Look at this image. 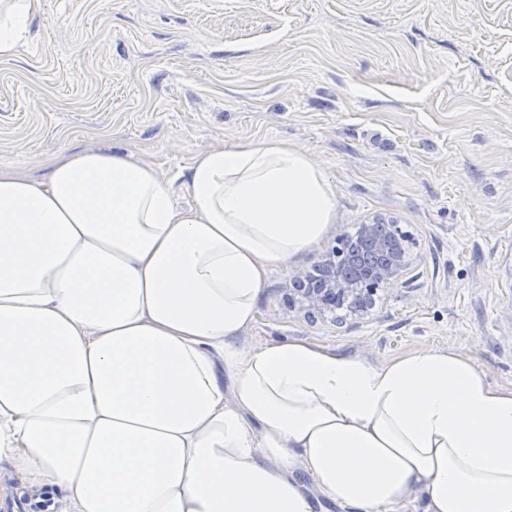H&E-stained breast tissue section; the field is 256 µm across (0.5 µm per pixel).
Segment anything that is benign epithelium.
Masks as SVG:
<instances>
[{
	"label": "benign epithelium",
	"mask_w": 512,
	"mask_h": 512,
	"mask_svg": "<svg viewBox=\"0 0 512 512\" xmlns=\"http://www.w3.org/2000/svg\"><path fill=\"white\" fill-rule=\"evenodd\" d=\"M360 233L370 245L369 256L358 255L348 237L342 236L328 255L329 268L323 280L314 282L307 272L293 276L294 283L302 284V297L318 311H332L349 298L357 299L365 309L373 303L378 288L405 284L408 249L399 225L379 219L361 225Z\"/></svg>",
	"instance_id": "1"
}]
</instances>
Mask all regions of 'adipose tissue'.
Here are the masks:
<instances>
[{"label": "adipose tissue", "mask_w": 512, "mask_h": 512, "mask_svg": "<svg viewBox=\"0 0 512 512\" xmlns=\"http://www.w3.org/2000/svg\"><path fill=\"white\" fill-rule=\"evenodd\" d=\"M41 0H0V60ZM0 163V447L72 512H512V388L455 349L242 352L335 196L282 141L196 154L175 207L118 149ZM308 473L311 484L297 471Z\"/></svg>", "instance_id": "ef3b65f1"}]
</instances>
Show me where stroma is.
I'll use <instances>...</instances> for the list:
<instances>
[{"label":"stroma","instance_id":"stroma-1","mask_svg":"<svg viewBox=\"0 0 512 512\" xmlns=\"http://www.w3.org/2000/svg\"><path fill=\"white\" fill-rule=\"evenodd\" d=\"M280 140L326 173L320 244L274 270L249 349L303 339L378 365L454 346L512 388V0H43L0 61V163L112 146L173 199L195 154ZM382 216L404 286L319 313L293 276Z\"/></svg>","mask_w":512,"mask_h":512}]
</instances>
